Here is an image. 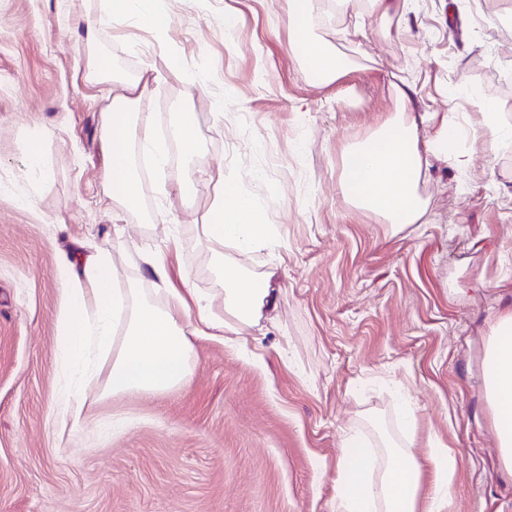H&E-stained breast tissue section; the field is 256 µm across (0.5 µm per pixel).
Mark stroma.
I'll use <instances>...</instances> for the list:
<instances>
[{
	"label": "stroma",
	"instance_id": "stroma-1",
	"mask_svg": "<svg viewBox=\"0 0 512 512\" xmlns=\"http://www.w3.org/2000/svg\"><path fill=\"white\" fill-rule=\"evenodd\" d=\"M163 7L166 37L108 20L100 46L115 75L160 73L138 106L156 130L193 113L198 154L190 169L174 161V178L261 172L240 189L283 245L246 265L257 278L275 270L278 305L246 345L193 340L188 387L116 392L103 364L82 420L60 428L58 252L94 240L116 288L158 306L167 298L141 257L165 253L174 282L223 310L202 234L212 193L162 195L142 175L134 208L106 198L101 98L112 87L85 81L78 24L98 0H0V512H333L346 436L380 457L383 429L413 434L420 499L434 481L427 450L441 445L456 459L447 512H512L485 397L487 339L512 313V144L491 152L472 136L484 100L512 125V75L493 56L512 43V0H407L385 17L369 0H312L310 36L346 65L330 84L290 54L288 0ZM403 82L416 111L453 118L448 151L468 159L430 158L416 224L389 223L341 189L349 150L400 114ZM33 135L39 169L23 149ZM111 224L121 238L101 236ZM397 384L415 409L410 432Z\"/></svg>",
	"mask_w": 512,
	"mask_h": 512
}]
</instances>
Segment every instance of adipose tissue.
Instances as JSON below:
<instances>
[{"mask_svg": "<svg viewBox=\"0 0 512 512\" xmlns=\"http://www.w3.org/2000/svg\"><path fill=\"white\" fill-rule=\"evenodd\" d=\"M291 3L292 52L306 62L318 82L334 81L340 70L337 58L308 35V0ZM126 16L158 33L165 32L170 22L161 0H101L99 15L83 19L89 54L85 79L112 86L111 96L101 107L103 142L110 156L103 191L113 203L131 208L139 192L130 158L131 143L154 154L160 191H167L171 180L166 154L156 146L152 127L135 110L147 77L115 79L110 57L98 46L97 30L103 19ZM397 95L405 109L397 126L386 128L368 145L351 153L344 184L361 207L396 224H414L425 214L417 185L428 170V160L419 150L417 127L437 122L429 149L442 157L449 155L448 143L457 128L448 120L438 119L436 113H414L411 86L400 87ZM204 185L213 191L209 222L203 231L213 246V261L224 280L223 314H215L210 300L194 289L174 287L169 265L162 256L151 255L144 262L164 291L174 294L177 303L158 308L147 300H136L133 293L115 291L112 259L94 242H83L79 252L59 254L58 269L64 283L58 315L59 362L68 376L58 410L60 418L80 420L101 356L110 352L115 355L113 390L147 392L186 386L191 381L192 337L220 340L242 335L265 312L276 308L277 293L269 280L250 276L243 264L244 257L276 246L272 225L263 223L253 198L225 182L223 169L209 172ZM228 245L240 255L232 265L224 261ZM118 321L126 324V333L119 339L112 334ZM486 387L495 412L500 457L512 473V313L498 320L489 338ZM382 445L388 453L381 464L361 436L347 440L340 455L335 512H446L448 479L454 467L448 450L433 448L428 452L434 483L423 502L418 498L420 467L410 443L396 445L386 439Z\"/></svg>", "mask_w": 512, "mask_h": 512, "instance_id": "ef3b65f1", "label": "adipose tissue"}]
</instances>
